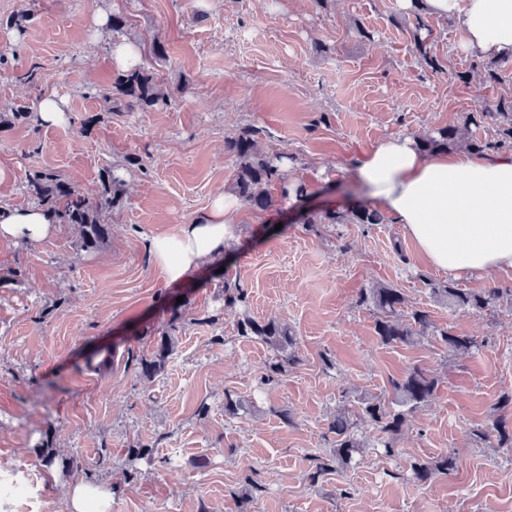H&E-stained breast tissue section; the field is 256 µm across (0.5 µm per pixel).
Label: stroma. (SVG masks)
<instances>
[{
    "label": "stroma",
    "mask_w": 512,
    "mask_h": 512,
    "mask_svg": "<svg viewBox=\"0 0 512 512\" xmlns=\"http://www.w3.org/2000/svg\"><path fill=\"white\" fill-rule=\"evenodd\" d=\"M115 13L158 86L152 109L121 111L98 95L121 71L111 54ZM425 22L415 30L398 0H0V55L10 61L0 69V208L36 205L34 169L95 204L105 199L106 171L124 182L121 200L103 212L107 233L91 247L75 224L53 225L34 243L0 242V483L34 479L44 491L0 493V512H71L79 480L59 465L70 457L82 460L96 492L109 493L104 512H512V448L473 436L498 416L512 429V406L496 407L512 393V305L452 313L432 294L450 281L505 292L512 275L450 280L391 222L304 221L308 211L364 205L344 166L386 136L461 127L512 98V62L494 61L497 81L483 82L456 23ZM417 35L439 70L414 51ZM33 65L35 88L23 80ZM51 94L64 99L66 124L10 118L12 107L36 109ZM247 127L267 154L284 155L309 198L289 201L271 185L272 207L243 208L222 267L167 283L151 237L176 232L229 189L237 165L224 141ZM131 156L144 168L128 167ZM228 281L244 288L246 303L225 306ZM380 284L399 289L408 308L428 310L436 334L383 344L375 311L360 301ZM245 314L296 338L299 363L271 384L260 382L269 347L238 334ZM169 330L175 347L164 369L143 376L139 359ZM444 330L479 345L449 352ZM108 355L110 372L88 370ZM415 367L435 377L436 391L396 438L399 455L382 454L384 433L362 421L363 458L311 482V457L332 448L336 410L354 409L363 395L392 401L393 381ZM228 392L249 410L226 415ZM136 446L152 449L153 460L129 463ZM44 448L58 464L45 467ZM445 452L456 458L450 475L407 480L409 459ZM164 456L171 465L160 466ZM249 476L264 491L244 505Z\"/></svg>",
    "instance_id": "1"
}]
</instances>
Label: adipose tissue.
Segmentation results:
<instances>
[{
    "instance_id": "obj_1",
    "label": "adipose tissue",
    "mask_w": 512,
    "mask_h": 512,
    "mask_svg": "<svg viewBox=\"0 0 512 512\" xmlns=\"http://www.w3.org/2000/svg\"><path fill=\"white\" fill-rule=\"evenodd\" d=\"M430 13L453 19L463 50L512 61V0H427ZM370 206L399 224L435 269L481 280L512 272V152L465 149L424 155L414 134L389 135L350 162ZM242 205L218 196L210 209L153 238L150 253L168 282L182 284L221 261L236 241ZM38 207L0 211V239L35 242L50 232Z\"/></svg>"
}]
</instances>
